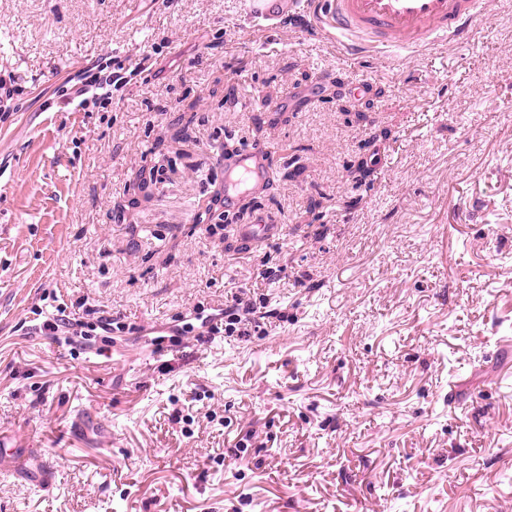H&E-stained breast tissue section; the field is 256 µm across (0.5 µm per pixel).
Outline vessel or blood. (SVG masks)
Returning a JSON list of instances; mask_svg holds the SVG:
<instances>
[{
    "label": "vessel or blood",
    "instance_id": "vessel-or-blood-1",
    "mask_svg": "<svg viewBox=\"0 0 512 512\" xmlns=\"http://www.w3.org/2000/svg\"><path fill=\"white\" fill-rule=\"evenodd\" d=\"M482 0H326V13L341 34L375 50H416L440 41L468 42ZM251 18L273 23L280 17L278 0H248ZM261 152L240 156L227 169L224 202L265 182Z\"/></svg>",
    "mask_w": 512,
    "mask_h": 512
}]
</instances>
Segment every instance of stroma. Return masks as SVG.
<instances>
[{
    "label": "stroma",
    "mask_w": 512,
    "mask_h": 512,
    "mask_svg": "<svg viewBox=\"0 0 512 512\" xmlns=\"http://www.w3.org/2000/svg\"><path fill=\"white\" fill-rule=\"evenodd\" d=\"M323 2L0 0V512H512V0L400 58ZM251 149L272 185L199 220ZM243 290L258 330L198 342ZM61 303L126 329L38 332ZM248 11L251 18L256 21L266 23V27L274 28L277 26L275 21L281 16L277 0H249ZM93 72L89 70L84 74L81 79L80 86L73 91V99L83 97L93 90L101 89L107 85H112V73L104 72V68Z\"/></svg>",
    "instance_id": "1"
}]
</instances>
